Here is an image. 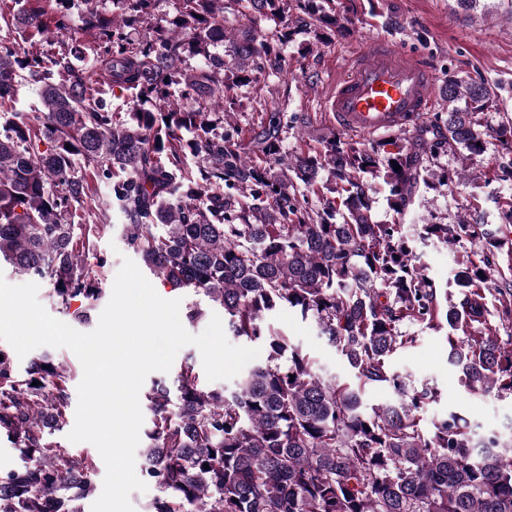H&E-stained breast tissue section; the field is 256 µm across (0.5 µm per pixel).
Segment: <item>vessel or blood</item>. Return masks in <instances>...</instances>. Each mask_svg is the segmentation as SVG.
Returning <instances> with one entry per match:
<instances>
[{
    "label": "vessel or blood",
    "instance_id": "b4317fda",
    "mask_svg": "<svg viewBox=\"0 0 512 512\" xmlns=\"http://www.w3.org/2000/svg\"><path fill=\"white\" fill-rule=\"evenodd\" d=\"M434 103L432 71L379 40L337 76L324 98V109L331 112L338 129L364 137L409 129Z\"/></svg>",
    "mask_w": 512,
    "mask_h": 512
}]
</instances>
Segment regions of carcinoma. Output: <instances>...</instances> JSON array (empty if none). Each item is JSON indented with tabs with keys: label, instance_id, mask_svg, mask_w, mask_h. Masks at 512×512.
<instances>
[{
	"label": "carcinoma",
	"instance_id": "carcinoma-1",
	"mask_svg": "<svg viewBox=\"0 0 512 512\" xmlns=\"http://www.w3.org/2000/svg\"><path fill=\"white\" fill-rule=\"evenodd\" d=\"M154 2L110 0L102 13L98 0H13L17 9L0 11V104L27 80L42 106L0 113V261L47 282L61 313L87 321L108 269L98 243L111 225L74 218L102 183L123 218L122 241L145 269L204 297L187 320L217 306L228 332L260 349L231 390L207 387L187 360L175 390L156 382L145 393L142 474L158 491L146 512H512V440L478 442L455 414L422 430L419 413L437 393L389 367L416 340L404 324L444 329L467 388L512 396V335L497 334V324L512 323V200L499 205L496 228L473 211L419 225L423 244L479 243L458 259L452 281L437 284L402 225L373 220L374 182L402 215L421 187L451 188L469 175L430 173L414 152L336 136L286 157L279 126L301 120L296 114L270 116L261 157L224 132V94L280 69L294 24L318 42L346 29L333 0H175L161 21ZM75 7L99 31L91 56L78 44L18 55L20 38L53 42ZM249 8L281 27L271 40L252 22L236 29L226 63L213 53L224 43V12ZM181 84L202 104L175 102ZM106 86L130 92L133 105L109 109ZM441 93L449 109L421 129L422 148L483 155L476 116L498 106L496 88L453 78ZM492 136L512 153V118ZM285 310L316 321L354 381L317 374L273 326ZM0 355V437L23 455L0 472V512H83L93 462L61 454L51 440L69 408L70 373L48 360L19 372ZM371 385L395 400L363 407Z\"/></svg>",
	"mask_w": 512,
	"mask_h": 512
}]
</instances>
